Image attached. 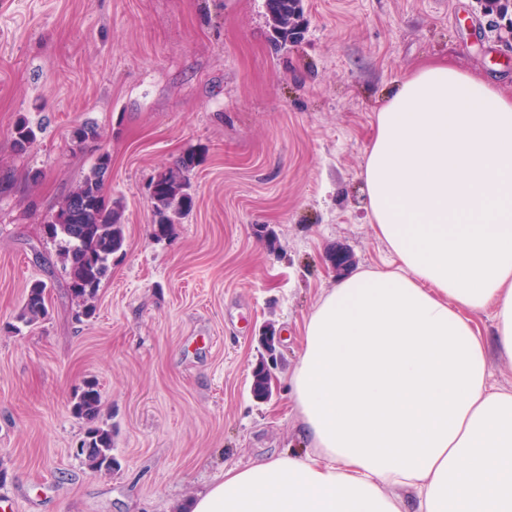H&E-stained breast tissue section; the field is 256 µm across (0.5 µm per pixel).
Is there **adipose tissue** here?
Instances as JSON below:
<instances>
[{
    "label": "adipose tissue",
    "mask_w": 512,
    "mask_h": 512,
    "mask_svg": "<svg viewBox=\"0 0 512 512\" xmlns=\"http://www.w3.org/2000/svg\"><path fill=\"white\" fill-rule=\"evenodd\" d=\"M363 182L394 265L341 278L304 323L311 452L225 470L191 512H512V392L489 363L512 362V94L420 68L378 112Z\"/></svg>",
    "instance_id": "ef3b65f1"
}]
</instances>
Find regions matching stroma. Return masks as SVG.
<instances>
[{
	"label": "stroma",
	"mask_w": 512,
	"mask_h": 512,
	"mask_svg": "<svg viewBox=\"0 0 512 512\" xmlns=\"http://www.w3.org/2000/svg\"><path fill=\"white\" fill-rule=\"evenodd\" d=\"M304 31L274 51L264 0H0V493L7 512H180L225 469L304 455L289 376L303 325L342 272L387 267L362 172L397 82L447 63L512 91V23L477 0H302ZM41 126L24 156L20 119ZM95 124L98 150L70 131ZM125 207L93 318H78L44 217L98 151ZM194 206L151 236L147 185L183 153ZM40 169L37 184L25 168ZM47 285L49 315L20 325ZM277 338L270 395L252 371ZM101 390L112 473L75 454L71 412ZM42 281H35L27 289L23 307L18 316L20 321L28 325L38 323L48 314L47 289Z\"/></svg>",
	"instance_id": "obj_1"
}]
</instances>
